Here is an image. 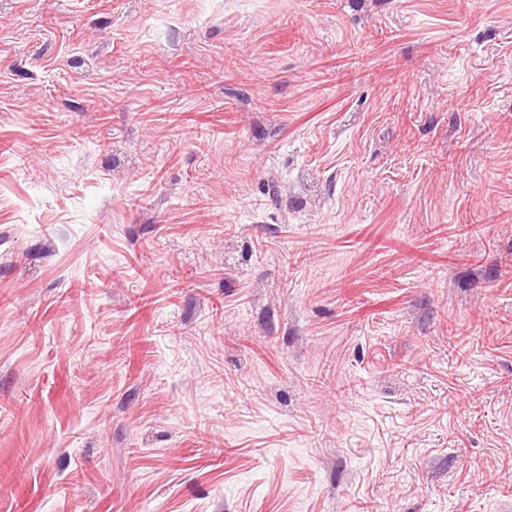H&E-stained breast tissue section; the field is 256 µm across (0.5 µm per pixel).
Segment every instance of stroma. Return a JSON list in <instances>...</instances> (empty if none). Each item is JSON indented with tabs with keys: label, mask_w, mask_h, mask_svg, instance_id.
Returning a JSON list of instances; mask_svg holds the SVG:
<instances>
[{
	"label": "stroma",
	"mask_w": 512,
	"mask_h": 512,
	"mask_svg": "<svg viewBox=\"0 0 512 512\" xmlns=\"http://www.w3.org/2000/svg\"><path fill=\"white\" fill-rule=\"evenodd\" d=\"M0 512H512V0H0Z\"/></svg>",
	"instance_id": "obj_1"
}]
</instances>
